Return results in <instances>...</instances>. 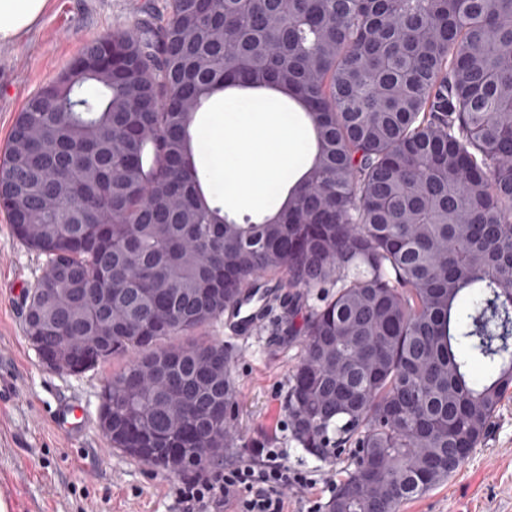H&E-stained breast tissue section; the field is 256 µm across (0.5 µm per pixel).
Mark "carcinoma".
<instances>
[{
  "instance_id": "carcinoma-1",
  "label": "carcinoma",
  "mask_w": 512,
  "mask_h": 512,
  "mask_svg": "<svg viewBox=\"0 0 512 512\" xmlns=\"http://www.w3.org/2000/svg\"><path fill=\"white\" fill-rule=\"evenodd\" d=\"M228 89L283 95L313 133L259 222L204 191L195 113L159 107ZM0 180L44 256L26 338L72 375L126 358L99 420L140 460L186 470L238 447L233 346L162 343L282 273L334 288L306 314L283 403L308 455L354 449L325 512H398L433 490L512 393V0H169L166 20L95 41L27 101Z\"/></svg>"
}]
</instances>
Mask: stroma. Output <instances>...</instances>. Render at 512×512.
Wrapping results in <instances>:
<instances>
[{
	"instance_id": "obj_1",
	"label": "stroma",
	"mask_w": 512,
	"mask_h": 512,
	"mask_svg": "<svg viewBox=\"0 0 512 512\" xmlns=\"http://www.w3.org/2000/svg\"><path fill=\"white\" fill-rule=\"evenodd\" d=\"M167 12L168 0H49L17 43L0 47V148L27 100L87 44L159 23ZM42 269V255L19 240L0 209V368L15 375L20 390L16 402L0 410V499L9 512H174L175 490L187 474H171L113 448L99 424L103 385L124 360L67 375L41 364L26 340L25 296ZM203 334L232 338L236 347L232 373L240 392L241 445L225 454V462L253 460L261 448L274 451L308 479L284 490L285 512H324L349 460L324 464L288 436L283 398L302 344L300 336L289 335L282 309L248 338L234 336L224 318ZM62 397L81 400L89 411L79 443H69L51 421ZM399 512H512V397L504 399L486 437L456 473Z\"/></svg>"
}]
</instances>
